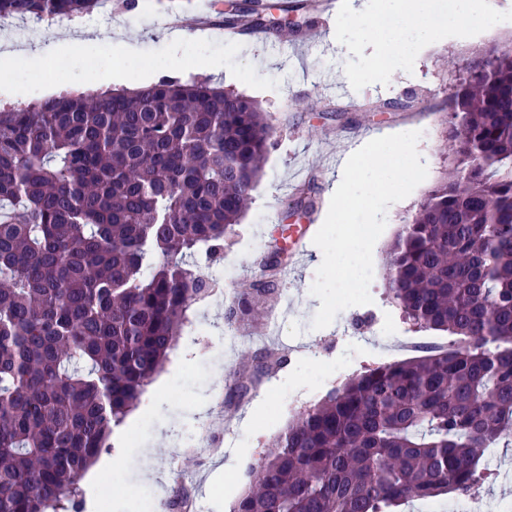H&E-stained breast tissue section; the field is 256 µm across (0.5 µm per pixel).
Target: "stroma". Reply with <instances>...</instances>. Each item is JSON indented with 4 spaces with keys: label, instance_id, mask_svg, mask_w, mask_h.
<instances>
[{
    "label": "stroma",
    "instance_id": "1",
    "mask_svg": "<svg viewBox=\"0 0 512 512\" xmlns=\"http://www.w3.org/2000/svg\"><path fill=\"white\" fill-rule=\"evenodd\" d=\"M228 0H112L104 23L112 34L91 44L73 31L57 45L53 22L32 26L0 23V36L38 46L43 62L16 60L0 69V107L37 102L93 84L113 70L121 88L149 86L164 77H194L253 97L268 112L273 136L262 176L248 210L225 242L224 256L200 262L203 274L231 267L232 279L188 312L176 346L160 373L163 389L152 409L128 427L123 452L100 482L105 497L98 512H140L149 498L164 512L178 487H185L186 512H230L245 487L249 468L274 447L289 422L328 391L365 369L429 354L448 342L446 332L407 321L389 288L388 251L401 225L448 166L444 128L446 99L457 82V63L497 45L512 50V0H484L482 19L467 40L446 42L419 53H401L385 78L367 75L374 46L361 21L339 10L334 24L357 44L340 55L327 40L319 11L294 13L291 26L230 41L213 21L205 36L176 43L170 19L215 14ZM65 58L66 72L50 74L52 60ZM45 73L38 89L28 77ZM420 132L417 149L426 179L386 211V228L373 249V301L338 313L331 325L313 329L321 302L310 288L319 266L314 243L302 255H288L287 276L274 294L255 304L244 320L227 324L259 275L260 259L287 248L303 226L319 230L328 212L339 157L367 136ZM422 342L421 351L411 350ZM281 361L267 368L266 352ZM503 444L484 449L495 474L476 492L469 512H512V431Z\"/></svg>",
    "mask_w": 512,
    "mask_h": 512
}]
</instances>
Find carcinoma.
<instances>
[{
	"label": "carcinoma",
	"mask_w": 512,
	"mask_h": 512,
	"mask_svg": "<svg viewBox=\"0 0 512 512\" xmlns=\"http://www.w3.org/2000/svg\"><path fill=\"white\" fill-rule=\"evenodd\" d=\"M103 0H0L67 19ZM300 8L228 3L264 33ZM448 96L450 168L390 247L391 292L449 350L366 369L301 412L233 512H398L469 496L512 428V51L487 46ZM252 98L162 79L0 109V512H78L81 474L161 369L262 174ZM458 498L454 494L448 496H438L428 499H419L411 502L404 507L406 512H448V503H452Z\"/></svg>",
	"instance_id": "carcinoma-1"
}]
</instances>
